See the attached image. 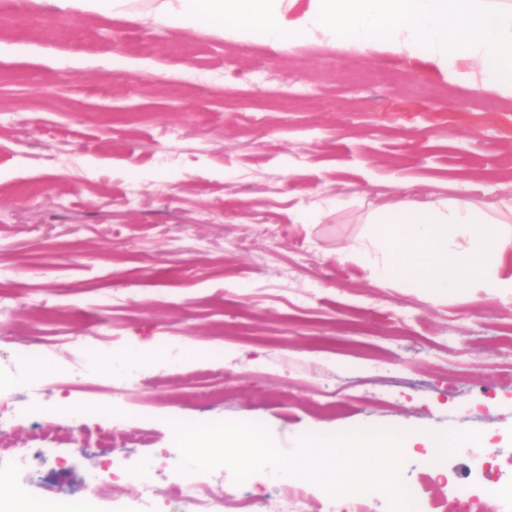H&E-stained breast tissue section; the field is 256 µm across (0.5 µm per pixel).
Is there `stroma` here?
I'll use <instances>...</instances> for the list:
<instances>
[{
  "instance_id": "35a3bbf8",
  "label": "stroma",
  "mask_w": 512,
  "mask_h": 512,
  "mask_svg": "<svg viewBox=\"0 0 512 512\" xmlns=\"http://www.w3.org/2000/svg\"><path fill=\"white\" fill-rule=\"evenodd\" d=\"M154 6L101 17L0 0V42L20 48L0 58V362L52 367L30 399L0 384L15 444L0 488L88 497L93 512H192L175 497L187 475L174 424L258 423L290 453L304 434L369 423L488 436L479 460L442 461L448 509L482 512L493 483L512 512V351L491 346L512 303L427 300L335 259L402 190L512 197V97L377 49L173 30ZM69 54L88 66L53 67ZM112 58L138 66L98 67ZM336 197L348 207L300 221ZM76 354L94 372L74 381ZM139 355L137 383L113 397V361ZM147 461L149 501L130 478ZM208 477L256 512H302L266 471Z\"/></svg>"
}]
</instances>
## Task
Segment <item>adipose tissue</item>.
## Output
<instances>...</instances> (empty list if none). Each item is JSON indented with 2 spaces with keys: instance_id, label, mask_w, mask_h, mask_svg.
<instances>
[{
  "instance_id": "obj_1",
  "label": "adipose tissue",
  "mask_w": 512,
  "mask_h": 512,
  "mask_svg": "<svg viewBox=\"0 0 512 512\" xmlns=\"http://www.w3.org/2000/svg\"><path fill=\"white\" fill-rule=\"evenodd\" d=\"M157 0L155 17L178 30L206 28L273 49L323 36L430 64L452 81L512 96V0ZM366 233L336 255L380 287L512 295V204L468 196L403 198L370 208Z\"/></svg>"
}]
</instances>
